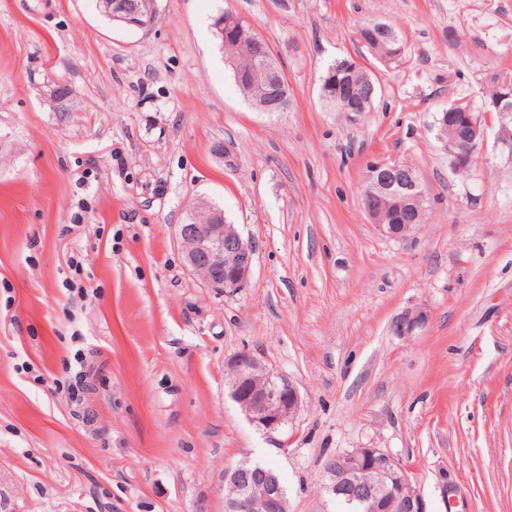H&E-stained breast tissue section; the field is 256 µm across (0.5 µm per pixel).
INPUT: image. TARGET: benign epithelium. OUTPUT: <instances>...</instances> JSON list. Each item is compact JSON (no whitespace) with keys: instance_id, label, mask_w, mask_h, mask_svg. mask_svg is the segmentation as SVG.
I'll list each match as a JSON object with an SVG mask.
<instances>
[{"instance_id":"obj_1","label":"benign epithelium","mask_w":512,"mask_h":512,"mask_svg":"<svg viewBox=\"0 0 512 512\" xmlns=\"http://www.w3.org/2000/svg\"><path fill=\"white\" fill-rule=\"evenodd\" d=\"M98 8L127 27L149 25L148 14L124 0H98ZM254 55V68L237 74V80L261 91L252 100L260 111H288L291 102L285 90V73L263 50L254 51ZM498 86V95L486 102L488 112L512 109V83L500 81ZM322 98L340 106L355 122L368 112L369 99L354 91L349 75L338 89L332 83L326 85ZM436 123L448 131L442 142L453 169L468 167L484 140L479 113L470 103L459 100L437 113ZM361 203L369 222L382 236L403 240L413 237L420 227L429 197L416 168L379 159L366 175ZM202 208L210 212L211 223L177 225L186 266L204 286L233 296L248 284L256 247L236 225L225 223L223 210L208 204ZM426 323L425 311L406 310L394 318L392 329L399 336H411ZM225 368L232 399L257 428L277 432L300 413L303 402L297 385L252 352L235 353L226 360ZM326 477L329 494L338 493L360 503L364 512H425L405 466L382 448H353L337 454L326 468ZM224 485L234 490L226 498L225 512H289L287 494L271 471L227 467Z\"/></svg>"}]
</instances>
